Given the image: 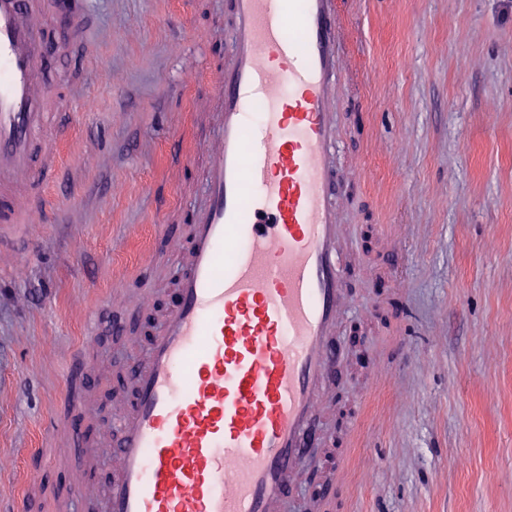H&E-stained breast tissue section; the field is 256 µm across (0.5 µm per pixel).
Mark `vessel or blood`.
<instances>
[{
	"mask_svg": "<svg viewBox=\"0 0 512 512\" xmlns=\"http://www.w3.org/2000/svg\"><path fill=\"white\" fill-rule=\"evenodd\" d=\"M212 74L218 147L203 173L179 301L111 425L108 512H278L314 465L323 382L339 354L335 0H229ZM30 0H0V224H23L59 164L38 93L53 57Z\"/></svg>",
	"mask_w": 512,
	"mask_h": 512,
	"instance_id": "vessel-or-blood-1",
	"label": "vessel or blood"
}]
</instances>
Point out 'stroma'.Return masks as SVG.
Returning <instances> with one entry per match:
<instances>
[{
	"label": "stroma",
	"instance_id": "stroma-1",
	"mask_svg": "<svg viewBox=\"0 0 512 512\" xmlns=\"http://www.w3.org/2000/svg\"><path fill=\"white\" fill-rule=\"evenodd\" d=\"M224 0H91L46 72L71 112L29 224L0 226V512H105L106 431L174 305ZM341 362L287 512H512V0H337ZM124 321L122 332L110 326ZM81 354L79 469L52 426Z\"/></svg>",
	"mask_w": 512,
	"mask_h": 512
}]
</instances>
